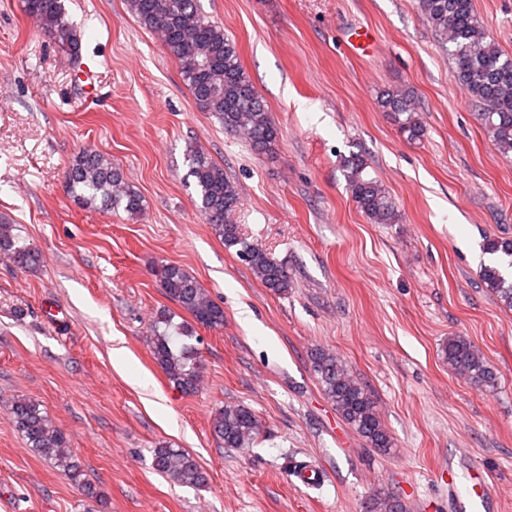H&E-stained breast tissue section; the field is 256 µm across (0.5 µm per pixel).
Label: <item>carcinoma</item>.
Wrapping results in <instances>:
<instances>
[{
	"instance_id": "cac0c4a2",
	"label": "carcinoma",
	"mask_w": 512,
	"mask_h": 512,
	"mask_svg": "<svg viewBox=\"0 0 512 512\" xmlns=\"http://www.w3.org/2000/svg\"><path fill=\"white\" fill-rule=\"evenodd\" d=\"M129 10L146 29L158 34L166 50L178 61L183 81L198 107L208 112L259 151H269L279 139L273 122L255 87L240 63L235 43L224 27L204 17L195 0H127ZM24 13L43 34L58 44L72 61L79 60V43L67 18L63 0H22ZM418 8L431 24L439 43L448 48L458 79L479 107L477 116L500 153L512 156V58L488 38L478 20L473 0H418ZM381 107L394 115L411 139L422 135L415 117L413 97L402 90H387ZM188 173L197 192L195 206L227 249H234L263 286L275 294L290 288L288 267L263 247L248 241L233 220L240 197L224 169L201 147L186 152ZM349 191L364 215L374 224H394L399 219L386 188L364 175L366 163L356 156L345 165ZM65 179L68 190L84 209H119L130 215L143 208L141 195L126 184L122 171L106 155L84 149L69 162ZM485 250L496 256L482 269V280L501 304L512 308V281L503 269L512 270V239L490 237ZM28 270L37 268L40 253L25 243L13 224H0V256ZM166 297L205 328L224 325V308L181 265L163 262L154 269ZM194 328L172 323L170 312L161 311L151 326L153 359L170 383L184 393L196 391L202 362ZM448 368L472 383L490 387L496 377L473 343L463 336L448 339L444 348ZM314 374L324 396L332 402L343 421L366 443L387 454L393 442L377 406L366 387L349 372L336 354L324 349L311 353ZM9 413L27 447L49 460L89 498L97 496L92 483L83 477L80 461L72 453L65 433L25 395L13 397ZM214 436L226 448H240L260 435L257 415L240 404L225 405L211 419ZM152 467L173 482L200 487L206 474L196 459L181 448L153 449Z\"/></svg>"
}]
</instances>
